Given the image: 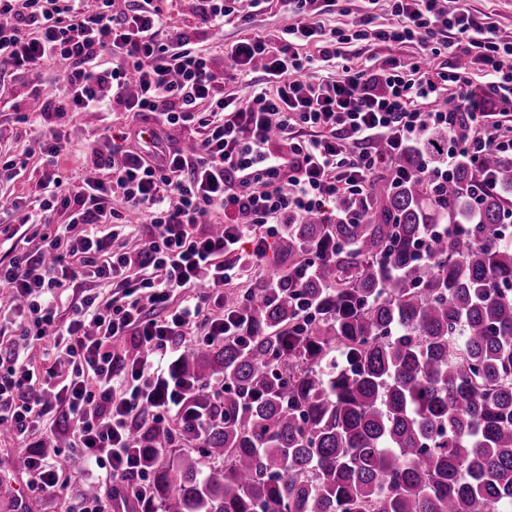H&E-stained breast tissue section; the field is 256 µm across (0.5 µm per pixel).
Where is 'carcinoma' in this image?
I'll return each mask as SVG.
<instances>
[{"label":"carcinoma","mask_w":512,"mask_h":512,"mask_svg":"<svg viewBox=\"0 0 512 512\" xmlns=\"http://www.w3.org/2000/svg\"><path fill=\"white\" fill-rule=\"evenodd\" d=\"M447 145L434 129L400 164L434 166ZM482 167L495 186L475 213L465 158L445 192L419 173L384 179L364 223L292 226L288 250L319 253L303 289L318 310L295 309L286 277L273 304L227 295L247 309V341L177 367L214 404L203 446L165 427L131 435L152 475L140 512H512V246L497 233L512 162ZM439 222L458 232L417 262Z\"/></svg>","instance_id":"cac0c4a2"}]
</instances>
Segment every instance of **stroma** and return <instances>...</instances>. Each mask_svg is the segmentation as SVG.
Segmentation results:
<instances>
[{"label": "stroma", "mask_w": 512, "mask_h": 512, "mask_svg": "<svg viewBox=\"0 0 512 512\" xmlns=\"http://www.w3.org/2000/svg\"><path fill=\"white\" fill-rule=\"evenodd\" d=\"M370 12L375 27L381 28L391 21L389 0H336V10L325 15L326 28H340L359 12ZM292 14L280 7L278 0H271L262 13L255 16L248 25H240L234 17H227L224 31L220 34L200 32L198 43L201 49L219 56L227 45L244 35L264 37L276 30L294 23ZM344 64L356 65L359 56H372L376 65L387 64L397 57L412 63L421 56L418 46L403 44L390 46L384 43L365 45L354 41L342 50ZM55 84L59 81L56 71L49 67L41 68L38 74L18 75L13 73L10 65H0V144L10 149L11 153L27 158L28 165L22 177L12 179L0 175V202L31 200L39 190V182L46 170L39 151V144L52 132H61L65 148L58 157L55 170L71 184H78L81 176L97 175L93 150L100 141L102 133L117 136L129 127L149 129L153 118L149 113L139 115L124 112H70L64 118L46 119L28 115L30 101L29 91L35 81ZM19 452L17 443L12 438H0V473L13 470L19 476V482L30 489L26 512H76L78 499L84 485L78 479L66 477L63 488L56 493H41L31 489V478L25 469L17 468L15 457Z\"/></svg>", "instance_id": "35a3bbf8"}]
</instances>
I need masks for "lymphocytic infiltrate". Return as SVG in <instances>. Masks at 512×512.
<instances>
[{
	"label": "lymphocytic infiltrate",
	"mask_w": 512,
	"mask_h": 512,
	"mask_svg": "<svg viewBox=\"0 0 512 512\" xmlns=\"http://www.w3.org/2000/svg\"><path fill=\"white\" fill-rule=\"evenodd\" d=\"M196 26L174 24L157 0L130 7L123 0H0V62L29 71L43 62L61 68L64 93L39 99L44 117L69 112H148L158 129L151 144L97 152L105 178L73 187L45 177L19 224H45L67 213L36 250L0 262V347L28 338L54 339L53 362L36 372L25 362L0 361V427L23 441L65 416L70 452L109 495L82 496L80 512H112L117 498L147 492L129 444L146 424L172 427L201 441L212 424L200 384L172 367L189 344L223 343L245 334L244 309L225 302L232 281L264 267L289 225L334 209L343 224L362 223L378 170L401 181L398 160L409 143L444 128L450 146L423 174L447 184L459 159L495 154L512 160V135L493 112H470L451 130L453 111H470V76L512 109V40L478 15L448 11L442 0H392L395 21L370 32L369 16L351 23L354 37L419 45L423 59L448 50L458 59L446 72L392 61L370 70L349 68L312 82L316 61L331 62L341 39L320 23V0H280L295 24L267 39L244 37L222 57L193 49L197 28H223L227 16L253 18L267 0H197ZM314 45L316 54L304 53ZM262 73L265 86L245 99L224 94L227 77ZM454 88L452 110L422 112L418 100L439 82ZM200 133L189 149L169 150L162 128ZM120 199L123 210L112 206ZM224 216L221 229L209 222ZM145 220L148 237L138 258L112 243ZM100 279L121 288L122 301L84 295L59 321V289ZM126 339L139 356L114 351Z\"/></svg>",
	"instance_id": "f902f5d3"
}]
</instances>
